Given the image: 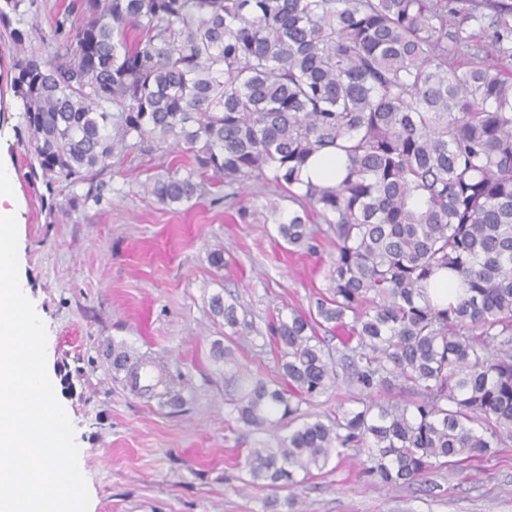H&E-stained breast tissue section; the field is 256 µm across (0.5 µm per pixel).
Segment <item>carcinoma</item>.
Wrapping results in <instances>:
<instances>
[{
  "mask_svg": "<svg viewBox=\"0 0 512 512\" xmlns=\"http://www.w3.org/2000/svg\"><path fill=\"white\" fill-rule=\"evenodd\" d=\"M24 0H0L21 46ZM56 51L16 59L12 82L48 190L110 171L133 151L182 146L185 170L143 190L168 207L224 184L288 192L265 221L312 248L311 215L336 239L328 292L270 328L279 377L237 369L234 407L257 430L253 483L284 488L344 449L401 486L512 444V0H72ZM347 157L334 186L308 159ZM462 294L425 293L438 270ZM211 313L232 329L236 305ZM340 332L360 409L324 422L302 409L338 379L319 330ZM131 351L112 344V365ZM409 404L376 400L395 383Z\"/></svg>",
  "mask_w": 512,
  "mask_h": 512,
  "instance_id": "cac0c4a2",
  "label": "carcinoma"
}]
</instances>
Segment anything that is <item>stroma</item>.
Segmentation results:
<instances>
[{"label": "stroma", "mask_w": 512, "mask_h": 512, "mask_svg": "<svg viewBox=\"0 0 512 512\" xmlns=\"http://www.w3.org/2000/svg\"><path fill=\"white\" fill-rule=\"evenodd\" d=\"M70 2L28 5L25 50L53 49V20ZM15 54L0 29V159L20 203L19 278L46 327V368L83 450L90 512H512V447L397 487L364 474L352 450L295 491L250 484L238 460L277 447L280 434L238 422L236 385L212 347L228 341L241 370L276 378L268 324L278 312L308 309L326 290L335 238L319 223L316 252L293 250L264 220L270 205L291 207L269 184L234 201L213 188L178 208L158 203L142 185L189 164L175 148L133 153L119 172L98 175L100 198L88 197L85 183L60 182L48 193L31 174L23 108L11 88ZM242 205L252 212L244 220ZM217 250L220 270L210 262ZM217 293L236 299L238 333L212 315ZM111 342L151 364V390L135 387L132 369L113 368Z\"/></svg>", "instance_id": "35a3bbf8"}]
</instances>
